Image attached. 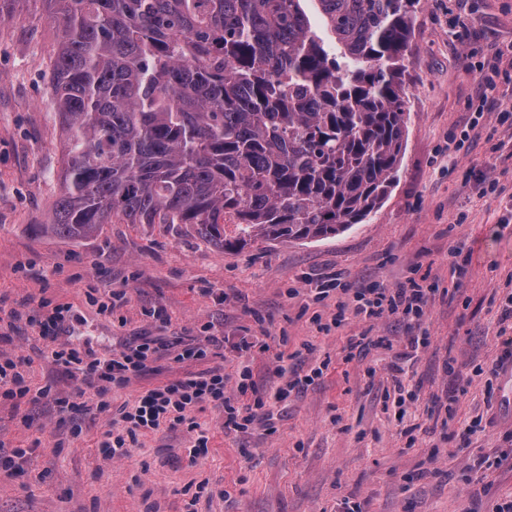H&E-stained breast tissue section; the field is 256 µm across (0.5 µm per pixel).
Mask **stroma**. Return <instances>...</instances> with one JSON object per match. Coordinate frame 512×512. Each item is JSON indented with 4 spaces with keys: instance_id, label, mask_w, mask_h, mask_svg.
<instances>
[{
    "instance_id": "obj_1",
    "label": "stroma",
    "mask_w": 512,
    "mask_h": 512,
    "mask_svg": "<svg viewBox=\"0 0 512 512\" xmlns=\"http://www.w3.org/2000/svg\"><path fill=\"white\" fill-rule=\"evenodd\" d=\"M61 30L45 0H0V308L24 315L0 335V357L28 360L32 386L49 391L34 404L0 401V450L30 451L20 472L0 477V512H341L346 501L362 512H493L512 499V362L498 334L512 299V125L496 119L512 108V81L471 121L479 64L512 42V0H418L406 145L366 221L329 239L231 249L165 224H107L80 241L31 232L50 223L60 193L63 133L49 99ZM456 243L468 275L455 292ZM335 272L351 288L423 278L428 346L405 358L411 323L395 316L335 323V297L315 303L307 292ZM115 291L124 300L102 310ZM43 300L71 305L59 342L80 350L222 337L210 363L223 366L238 408L253 402L237 389L241 365L264 391L314 366L323 375L245 432L225 428L223 408H197L209 438L200 457L184 428L140 434L113 457L101 447L111 413L56 404L74 383L27 321ZM245 334L262 348L239 352ZM361 334L387 343L350 355ZM195 368L165 356L108 398L135 400Z\"/></svg>"
}]
</instances>
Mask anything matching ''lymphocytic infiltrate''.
<instances>
[{
    "mask_svg": "<svg viewBox=\"0 0 512 512\" xmlns=\"http://www.w3.org/2000/svg\"><path fill=\"white\" fill-rule=\"evenodd\" d=\"M337 294V320H345L353 314L368 319L395 315L405 319H423L427 290L416 280L394 288H371L365 291H350L338 276L327 277L312 283L309 294L313 302H320ZM72 308L67 304H58L47 309L43 321L39 323V334L43 340L53 341L48 351L56 365L64 367L67 375L76 384L68 398L59 405L62 411H77L87 391H95L100 411L111 412L112 420L123 423L119 433H108L103 448L112 456L126 455L128 448L137 441L140 433L157 430L161 425L169 429L184 426L194 431L197 438L191 449L192 456H199L207 446L208 438L198 431L199 424L192 418V411L200 404L212 403L225 408V427L246 431L257 419L258 409L269 405L270 401L284 399L289 390L309 385L321 377V369H311L304 376H294L287 386L277 388L273 394L256 397L252 407L238 409L224 403V369L208 365L207 359L211 346L217 345L218 337H207L205 343H184L182 338L165 339L145 336L128 345L116 354L98 355L90 351L65 349L57 346L56 340L61 327L70 319ZM181 347V359L203 362L204 367L185 377L153 388L140 395L134 403L111 408L105 399L106 393L114 387L127 385L132 378L140 376L149 368L151 361L157 360L174 347Z\"/></svg>",
    "mask_w": 512,
    "mask_h": 512,
    "instance_id": "f902f5d3",
    "label": "lymphocytic infiltrate"
}]
</instances>
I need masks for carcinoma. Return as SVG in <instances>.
Wrapping results in <instances>:
<instances>
[{
    "label": "carcinoma",
    "mask_w": 512,
    "mask_h": 512,
    "mask_svg": "<svg viewBox=\"0 0 512 512\" xmlns=\"http://www.w3.org/2000/svg\"><path fill=\"white\" fill-rule=\"evenodd\" d=\"M65 131L52 223L182 224L209 244L335 237L396 181L416 0H47ZM236 225L228 237L224 225Z\"/></svg>",
    "instance_id": "carcinoma-1"
}]
</instances>
